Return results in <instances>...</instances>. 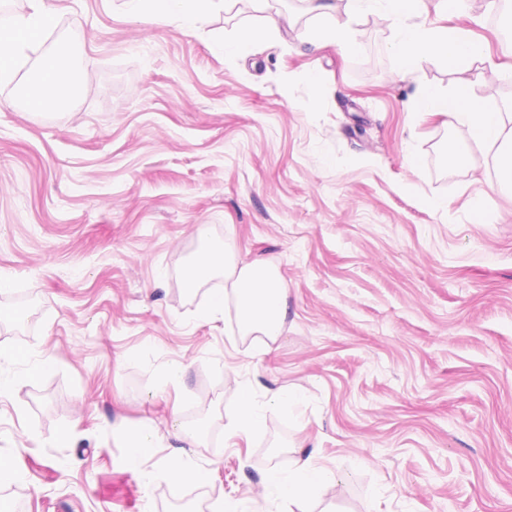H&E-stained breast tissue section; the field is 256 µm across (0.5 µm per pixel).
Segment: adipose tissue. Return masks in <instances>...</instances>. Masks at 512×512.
Returning a JSON list of instances; mask_svg holds the SVG:
<instances>
[{
    "label": "adipose tissue",
    "mask_w": 512,
    "mask_h": 512,
    "mask_svg": "<svg viewBox=\"0 0 512 512\" xmlns=\"http://www.w3.org/2000/svg\"><path fill=\"white\" fill-rule=\"evenodd\" d=\"M349 2L359 10L379 12L387 21L401 22L394 45L400 78H412L423 58L430 54L441 56L452 68L485 55L483 46L467 32L422 23L424 0ZM309 3L311 11L323 19L322 25L310 35L312 43L317 46L333 43L341 52L352 51L355 44L344 25L333 16L330 5L323 0H309ZM214 5L215 0H124L123 3L128 15L158 25L175 22L184 32L195 30ZM54 22L55 17L44 0H30V8L24 13L0 12V84L14 81L21 64ZM35 69L36 76L28 78L23 86L24 106L44 110L72 102L77 79L66 45H58L41 55ZM492 88V82H485L478 93L464 81L448 94L431 89L422 95L419 107L422 112L442 117L445 124L467 125L472 137L493 151L501 181L512 184V113L485 106L482 95ZM219 275L224 278V286L212 292L209 311H223L225 297H232L239 335L276 339L287 313V289L283 281L258 264L227 255L224 247L213 243L207 244L185 271L187 283L198 288ZM327 477V472L313 469L308 460L301 459L293 474L284 478L269 475L264 492L279 501L285 512H293L310 498L315 485Z\"/></svg>",
    "instance_id": "1"
}]
</instances>
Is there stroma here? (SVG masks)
<instances>
[{
	"label": "stroma",
	"instance_id": "35a3bbf8",
	"mask_svg": "<svg viewBox=\"0 0 512 512\" xmlns=\"http://www.w3.org/2000/svg\"><path fill=\"white\" fill-rule=\"evenodd\" d=\"M331 2L353 53L309 42L307 0H233L189 33L122 0H46L43 43L70 42L82 85L53 112L0 85V307L25 309L0 322L18 383L0 459L19 474L0 512H177L190 491L276 512L262 485L301 458L336 474L310 512H512V186L466 126L416 105L492 68L491 104L512 103L504 24L485 0L478 25L428 0L487 58L458 73L432 55L403 81L395 26ZM275 12L278 36L218 51ZM200 226L287 283L276 340L238 335L233 303L207 314L223 279L185 287ZM244 386L263 423L234 435ZM176 422L210 437L176 441ZM145 425L157 447L133 469L126 433ZM172 458L202 480L175 483Z\"/></svg>",
	"mask_w": 512,
	"mask_h": 512
}]
</instances>
